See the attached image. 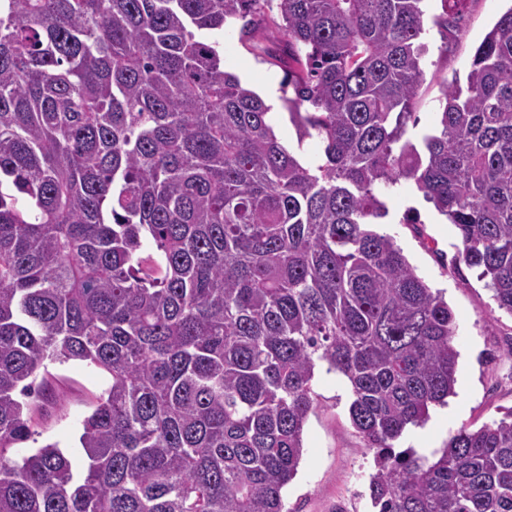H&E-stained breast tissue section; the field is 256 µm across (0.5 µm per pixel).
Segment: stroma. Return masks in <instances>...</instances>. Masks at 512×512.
I'll use <instances>...</instances> for the list:
<instances>
[{"mask_svg":"<svg viewBox=\"0 0 512 512\" xmlns=\"http://www.w3.org/2000/svg\"><path fill=\"white\" fill-rule=\"evenodd\" d=\"M427 6L428 79L415 107L422 130L436 119L442 95L439 76L465 77L476 46L512 6V0H460L461 31L445 52L440 49V30L433 23L442 12V0H427ZM218 40L224 45L226 71L236 74L256 93L270 92L277 97L271 123L278 138L295 148L303 163H315L319 145L311 138L300 139L281 101L286 64L280 59V45L271 44L270 54H263L251 43L240 41L235 26L226 27ZM386 202L389 214L379 225V232L394 236L416 273L443 292L457 323L454 345L459 358L454 395L447 406L431 409L424 426L409 428L396 443L400 450H435L460 428L475 430L492 424L512 408V314L498 308L492 291L475 270L456 269L457 232L417 194L413 182L401 181L388 191ZM408 212L417 214L418 223H403ZM46 370L54 379L57 396L30 399L36 434L9 449L8 455L20 457L54 443L70 457L75 472H82L86 455L78 437L96 397L107 386V376L94 365L79 361H52ZM313 390L316 401L304 427L303 458L285 492L287 512H373L368 484L374 452L350 423V387L340 374L321 368L315 374Z\"/></svg>","mask_w":512,"mask_h":512,"instance_id":"1","label":"stroma"}]
</instances>
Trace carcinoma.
Returning a JSON list of instances; mask_svg holds the SVG:
<instances>
[{"label":"carcinoma","mask_w":512,"mask_h":512,"mask_svg":"<svg viewBox=\"0 0 512 512\" xmlns=\"http://www.w3.org/2000/svg\"><path fill=\"white\" fill-rule=\"evenodd\" d=\"M425 15L0 0V512H284L320 366L350 385L377 512H512V409L431 458L393 445L455 394L459 353L442 294L374 229L383 190L413 181L512 314V7L412 138ZM231 23L283 34L316 165L200 37ZM434 23L446 44L460 32L446 9ZM48 360L108 375L79 476L51 443L6 456L35 434L17 395L53 394Z\"/></svg>","instance_id":"1"}]
</instances>
